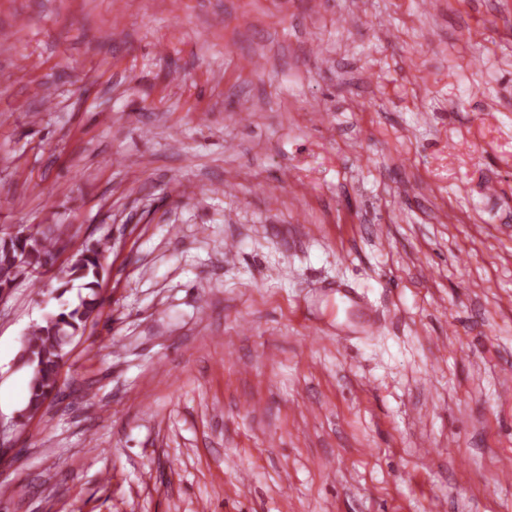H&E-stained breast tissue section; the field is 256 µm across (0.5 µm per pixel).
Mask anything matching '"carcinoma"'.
<instances>
[{"label":"carcinoma","instance_id":"1","mask_svg":"<svg viewBox=\"0 0 512 512\" xmlns=\"http://www.w3.org/2000/svg\"><path fill=\"white\" fill-rule=\"evenodd\" d=\"M60 241L54 225L36 232L34 237L0 233V294L11 293L21 278L35 282L52 269ZM107 250L108 245L103 242L96 249L87 248L72 257L59 279L60 286L52 292L58 304L27 334L19 356L28 374V397L18 414L20 420H29L41 411L58 387L68 346L100 315L104 300L99 256ZM74 287L81 289V293L78 302L71 303L65 300V295Z\"/></svg>","mask_w":512,"mask_h":512}]
</instances>
